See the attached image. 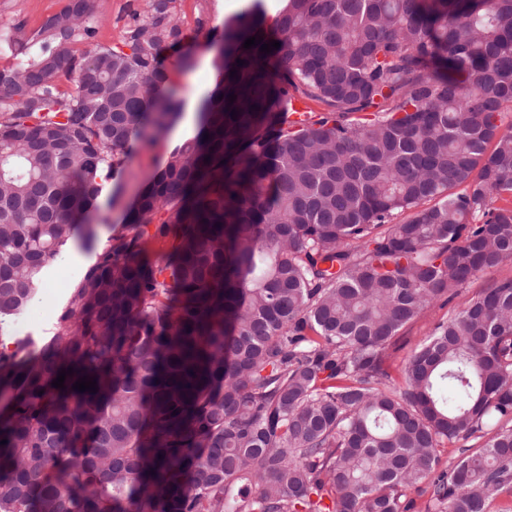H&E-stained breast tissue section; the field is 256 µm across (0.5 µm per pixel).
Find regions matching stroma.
Here are the masks:
<instances>
[{
    "label": "stroma",
    "mask_w": 512,
    "mask_h": 512,
    "mask_svg": "<svg viewBox=\"0 0 512 512\" xmlns=\"http://www.w3.org/2000/svg\"><path fill=\"white\" fill-rule=\"evenodd\" d=\"M63 3L64 0H0V39L18 38L37 29L47 17L58 12ZM246 4L247 0H177V19L187 36L182 50L191 54L193 60L192 67L178 76L187 106L166 136L146 147L134 146L123 165L120 180L111 183L110 194L101 195L100 210L95 217L99 241H106L110 235L126 230L124 215L140 187L160 169L172 147L195 130L197 107L213 89L210 74L220 48L224 21ZM93 6L92 23L97 29V40L110 44L133 16L146 14L148 0H93ZM94 259L93 251L75 241L64 250L60 260L48 267L42 284L52 302L50 307L32 310L31 337L46 336L56 329L58 315L72 288ZM510 277L512 259H506L478 274L458 296L432 304L399 331L391 350L393 367H402L412 351L429 336L435 323L450 317L464 301L495 281Z\"/></svg>",
    "instance_id": "stroma-1"
}]
</instances>
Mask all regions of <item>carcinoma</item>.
I'll list each match as a JSON object with an SVG mask.
<instances>
[{
	"mask_svg": "<svg viewBox=\"0 0 512 512\" xmlns=\"http://www.w3.org/2000/svg\"><path fill=\"white\" fill-rule=\"evenodd\" d=\"M175 2L103 45L93 0H65L9 45L0 324L74 238L94 247L132 141L181 117L191 59L161 66L187 39ZM223 42L130 232L51 335L0 342V512H489L512 493V277L435 323L397 377L389 350L512 258V0H288L272 25L250 0ZM307 100L326 111L290 119ZM151 242L171 243L163 262Z\"/></svg>",
	"mask_w": 512,
	"mask_h": 512,
	"instance_id": "carcinoma-1",
	"label": "carcinoma"
}]
</instances>
